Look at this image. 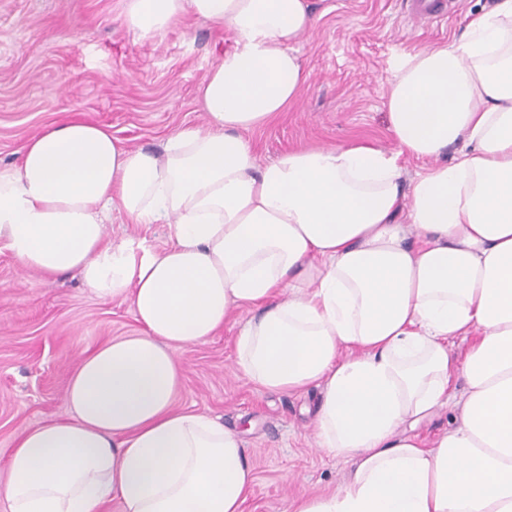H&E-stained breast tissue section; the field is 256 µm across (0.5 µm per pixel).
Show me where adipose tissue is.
<instances>
[{
	"label": "adipose tissue",
	"instance_id": "obj_1",
	"mask_svg": "<svg viewBox=\"0 0 512 512\" xmlns=\"http://www.w3.org/2000/svg\"><path fill=\"white\" fill-rule=\"evenodd\" d=\"M188 14L235 41L198 87L205 127L154 152L67 121L0 169V244L16 263L78 272L142 326L86 352L69 420L22 431L0 483L6 512L114 500L121 512H243L255 476L239 437L175 407L177 349L240 308L253 312L240 371L275 393L318 390L317 443L351 464L337 492L290 512H512V0L398 59L386 98L396 153L351 143L264 166L243 134L301 95L309 0H126L123 23L155 38ZM402 156L431 163L407 192ZM116 211L169 225V243L110 237ZM469 335L456 362L448 343ZM458 374L455 426L429 448L405 435L449 405Z\"/></svg>",
	"mask_w": 512,
	"mask_h": 512
}]
</instances>
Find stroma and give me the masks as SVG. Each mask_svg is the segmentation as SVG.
<instances>
[{
	"mask_svg": "<svg viewBox=\"0 0 512 512\" xmlns=\"http://www.w3.org/2000/svg\"><path fill=\"white\" fill-rule=\"evenodd\" d=\"M317 16L298 55L307 80L297 102L246 134L259 163L289 149L367 141L396 144L385 106L395 60L458 38L496 0H450L440 24H415L404 0H311ZM125 0H0V168L21 146L65 119L109 126L132 148L161 151L177 128L204 126L196 90L234 49L230 33L194 18L143 39L123 23ZM178 351L181 409L220 418L238 433L255 484L243 512H288L296 496L330 494L349 466L317 447V391L260 389L236 366L240 320ZM128 303L102 301L77 272L52 279L21 270L0 247V478L27 427L69 416L68 379L84 352L133 336Z\"/></svg>",
	"mask_w": 512,
	"mask_h": 512,
	"instance_id": "35a3bbf8",
	"label": "stroma"
}]
</instances>
